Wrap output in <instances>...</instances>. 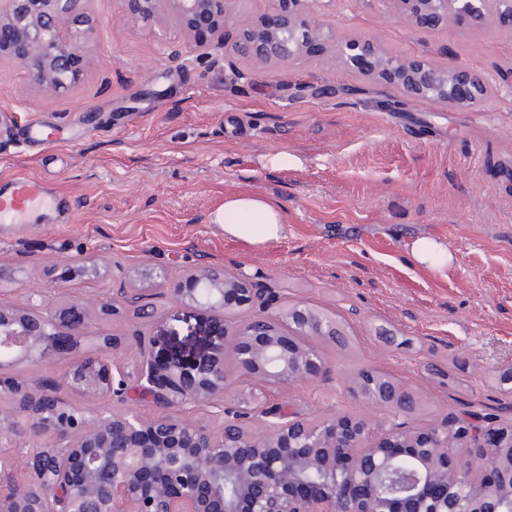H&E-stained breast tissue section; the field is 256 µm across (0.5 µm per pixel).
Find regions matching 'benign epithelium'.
<instances>
[{
	"label": "benign epithelium",
	"instance_id": "1",
	"mask_svg": "<svg viewBox=\"0 0 512 512\" xmlns=\"http://www.w3.org/2000/svg\"><path fill=\"white\" fill-rule=\"evenodd\" d=\"M80 2L0 0V62L25 68L41 88H67L83 63L81 28L93 24ZM125 2L136 24L208 30L224 46V0ZM275 2L273 13L240 25L239 48L254 63L299 61L331 37L310 18L323 0ZM384 2L390 14L422 29H441L451 19L476 28L493 15L512 31V0ZM175 54L203 61L210 49L190 42ZM342 59L411 99L470 105L486 88L464 66L396 59L369 35L345 41ZM169 294L211 317L210 345L188 366L159 355L155 340L133 334L141 357L136 384L159 408L150 418L132 408L88 412L70 399L123 401L129 388L113 340L93 331L84 299L51 302L33 292L21 305L0 304V375L6 366L49 363L83 341L92 344L67 365L62 382L9 387L32 418L29 430L51 431L59 443L35 452L20 480L16 460L0 457V512H512V427L474 428L467 421L452 430L440 421L411 431L338 414L273 421L266 402L245 397L246 388H286L321 373L319 350L299 337L312 319L323 323L330 315L299 303L271 312L247 279L208 265L186 272ZM122 299L139 307L140 319L156 320L150 295ZM255 306L261 315L232 321L235 312ZM352 392L396 415L415 403L399 383L370 369ZM202 405L224 413L221 429L184 416Z\"/></svg>",
	"mask_w": 512,
	"mask_h": 512
}]
</instances>
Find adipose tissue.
I'll return each mask as SVG.
<instances>
[{
    "label": "adipose tissue",
    "mask_w": 512,
    "mask_h": 512,
    "mask_svg": "<svg viewBox=\"0 0 512 512\" xmlns=\"http://www.w3.org/2000/svg\"><path fill=\"white\" fill-rule=\"evenodd\" d=\"M226 236L251 245H263L280 239L285 231L279 208L258 195L226 198L216 215Z\"/></svg>",
    "instance_id": "ef3b65f1"
}]
</instances>
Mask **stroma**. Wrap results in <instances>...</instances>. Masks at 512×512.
<instances>
[{
    "mask_svg": "<svg viewBox=\"0 0 512 512\" xmlns=\"http://www.w3.org/2000/svg\"><path fill=\"white\" fill-rule=\"evenodd\" d=\"M82 8L96 24L67 89L0 64V179L46 181L70 207L63 220L48 206L0 232V301L152 293L156 323L127 309L98 320L133 375L134 332L185 359L204 349L205 318L168 289L209 264L248 275L274 306L328 313L349 338L310 337L326 369L269 389L281 413L392 422L350 392L370 367L413 395L405 426L466 411L512 425V383L501 380L512 368V32L493 18L424 30L383 0H327L316 18L332 36L298 62L237 56L228 26L224 49L198 64L177 54L187 33L138 27L124 0ZM359 35L392 56L474 70L489 94L476 108L406 98L344 66L341 45ZM30 122L61 128L64 142L25 145ZM251 194L281 210L279 240L250 245L213 223L225 198ZM424 235L447 248V267L413 258Z\"/></svg>",
    "mask_w": 512,
    "mask_h": 512,
    "instance_id": "obj_1",
    "label": "stroma"
}]
</instances>
